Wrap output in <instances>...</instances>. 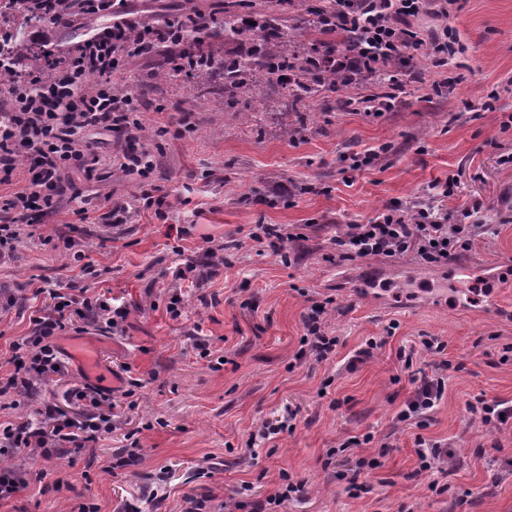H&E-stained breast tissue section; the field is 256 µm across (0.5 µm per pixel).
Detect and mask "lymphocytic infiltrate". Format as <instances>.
Masks as SVG:
<instances>
[{"instance_id": "obj_1", "label": "lymphocytic infiltrate", "mask_w": 512, "mask_h": 512, "mask_svg": "<svg viewBox=\"0 0 512 512\" xmlns=\"http://www.w3.org/2000/svg\"><path fill=\"white\" fill-rule=\"evenodd\" d=\"M457 0H332L335 24L358 23L366 44L358 50L324 52L323 68L357 71L372 80L371 60L399 69L412 61V18L429 15L446 20ZM106 12L109 24L100 26L80 43L54 49L49 62L55 74L47 82L41 73L26 72L20 82L0 81V265L14 261L16 244L30 215L49 217L67 202V179L72 171L89 170L93 146L100 136L121 133L125 147L113 156V170L140 178V199L156 204L151 176L155 169L142 133L141 109L121 81L125 62L131 57H149L155 45L184 46L189 33L206 29L201 13H181L156 26H143L128 11L126 0H45L43 11L54 25L67 24L85 7ZM454 177L430 183L419 203L384 206L363 224H344L333 238L342 258L394 257L416 253L431 265L447 263L456 250L470 247L475 238L499 234L497 225L479 219V206L451 210L444 200L454 191ZM53 304L31 320L28 334L12 340L14 366L0 380V397H10L14 409L25 418L0 421V502L27 488L32 469L13 465L18 449L35 461L60 458L68 449L84 447L111 435L118 407L112 394L88 383L73 385L72 397L82 406L81 419L69 417L51 399L36 400L40 386L66 375L56 343L66 329L92 323L118 331L128 317L125 307L111 298L88 293L54 290ZM326 303L313 304L303 320L300 355L323 362L335 355L337 337L324 330ZM424 351L437 355L439 363L423 374L398 414L400 421L424 427L428 416L447 391L450 361L438 337L420 340ZM419 469L431 476L429 488L442 494L451 454L445 444L422 436L415 439ZM273 494L250 498L249 486H241L238 508L251 512H276L285 502L301 496L306 483L280 472Z\"/></svg>"}]
</instances>
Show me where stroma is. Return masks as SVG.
Wrapping results in <instances>:
<instances>
[{
	"instance_id": "obj_1",
	"label": "stroma",
	"mask_w": 512,
	"mask_h": 512,
	"mask_svg": "<svg viewBox=\"0 0 512 512\" xmlns=\"http://www.w3.org/2000/svg\"><path fill=\"white\" fill-rule=\"evenodd\" d=\"M448 29L463 53L425 67V83L403 80L391 111L378 118L340 111L335 97H326L310 104L309 131L291 140L280 129L297 107L282 88L264 85L229 98L217 74L192 72L158 85L170 124L155 152L153 183L165 205L139 206L128 224L104 218L110 199L140 191L138 178L110 164L125 142L115 135L97 144L98 163L73 186L90 201L88 219L68 209L43 219L35 237L19 243L15 261L0 266V284L23 301L0 314V377L12 369L11 341L50 304L49 288L88 286L127 306L125 330L66 331L58 343L69 374L41 395L70 416L81 414L67 391L84 379L69 352L82 338L97 349L98 386L121 390L126 368L142 379L138 405L121 410L109 438L47 463L42 479L0 512H81L91 503L116 512L138 499L144 512H181L190 494L211 497L222 512L242 482L262 498L283 470L307 488L285 512H512V427L489 432L465 410L479 394L512 402V167L500 163L512 150V127L501 126L512 115V0H459ZM435 81L442 93L432 90ZM255 105L257 122L224 118L227 109ZM369 148L381 154L368 167L353 170L342 159ZM451 174L457 186L449 208L477 203L496 213L497 237L476 240L443 266L413 253L336 255L337 225L411 202ZM279 182L289 195L273 194ZM259 224L295 225L305 237L289 243L285 260L250 239ZM230 240L237 249L208 277L174 279L186 263H201L211 247ZM77 250L94 260L97 277L81 275ZM175 295L177 317L169 311ZM324 300L325 330L339 345L330 360L317 362L298 351L304 315ZM423 336L445 342L452 367L444 399L420 429L397 414L435 361L419 349ZM372 337L381 342L374 357L351 364ZM201 341L213 356L200 357ZM409 350L415 356L408 366L402 354ZM295 406L293 430L250 445L262 420ZM368 432L391 447L383 454L374 443L362 446L380 465L361 474L362 489L352 496L327 451ZM418 435L447 441L453 451L444 495L417 472ZM132 438L140 443L138 463L112 469L113 451ZM494 442L500 450L492 455ZM162 470L165 498L145 502L146 485Z\"/></svg>"
}]
</instances>
